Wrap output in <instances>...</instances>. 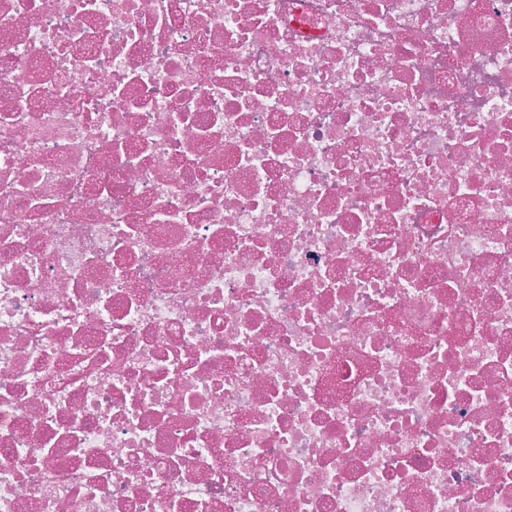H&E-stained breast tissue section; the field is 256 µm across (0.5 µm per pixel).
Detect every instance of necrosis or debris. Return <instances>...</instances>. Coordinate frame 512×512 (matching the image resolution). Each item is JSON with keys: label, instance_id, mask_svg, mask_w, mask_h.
Wrapping results in <instances>:
<instances>
[{"label": "necrosis or debris", "instance_id": "obj_1", "mask_svg": "<svg viewBox=\"0 0 512 512\" xmlns=\"http://www.w3.org/2000/svg\"><path fill=\"white\" fill-rule=\"evenodd\" d=\"M0 512H512V0H0Z\"/></svg>", "mask_w": 512, "mask_h": 512}]
</instances>
